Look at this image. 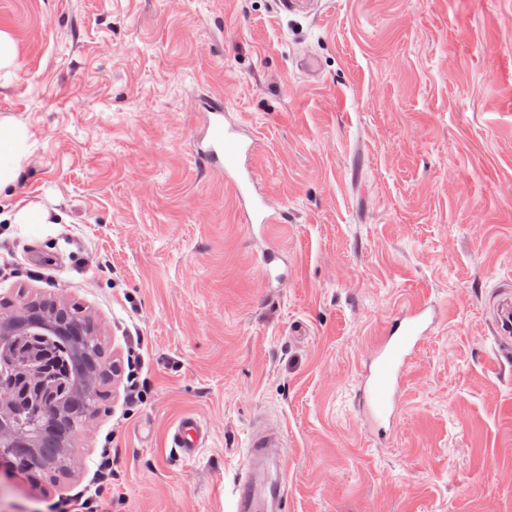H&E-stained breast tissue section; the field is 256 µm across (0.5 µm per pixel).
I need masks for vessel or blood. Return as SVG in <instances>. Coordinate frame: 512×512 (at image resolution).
Here are the masks:
<instances>
[{
	"instance_id": "obj_1",
	"label": "vessel or blood",
	"mask_w": 512,
	"mask_h": 512,
	"mask_svg": "<svg viewBox=\"0 0 512 512\" xmlns=\"http://www.w3.org/2000/svg\"><path fill=\"white\" fill-rule=\"evenodd\" d=\"M204 124L197 134L200 161L218 169L239 195L240 214L252 233L263 232L276 223L279 212L270 200L255 190V174L248 164L253 137L224 121V105L207 101L202 105ZM432 305L418 302L396 313L375 342L359 388L360 411L373 435L388 439L401 409L400 393L408 360L426 340L434 322ZM208 436L205 424L196 416H183L170 434L172 447L190 459L203 448ZM279 429L256 426L247 440L249 469L239 481L232 512H278L281 500L279 484L270 482L269 470L282 444Z\"/></svg>"
}]
</instances>
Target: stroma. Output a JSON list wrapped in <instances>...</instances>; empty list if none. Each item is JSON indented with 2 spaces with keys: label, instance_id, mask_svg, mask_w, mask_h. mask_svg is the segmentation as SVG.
Here are the masks:
<instances>
[{
  "label": "stroma",
  "instance_id": "35a3bbf8",
  "mask_svg": "<svg viewBox=\"0 0 512 512\" xmlns=\"http://www.w3.org/2000/svg\"><path fill=\"white\" fill-rule=\"evenodd\" d=\"M0 35V122L27 135L4 204L49 215L0 222V313L76 303L109 358L143 341L141 400L107 381L66 470L1 478L0 512L74 495L106 447L112 512H232L260 422L281 512H512V0H0ZM207 99L253 133L283 212L263 236L195 157ZM418 301L437 323L383 445L359 367ZM186 414L192 459L168 439ZM207 436V427L199 418L185 415L174 425L170 443L172 448H178L185 459H191L203 448Z\"/></svg>",
  "mask_w": 512,
  "mask_h": 512
}]
</instances>
